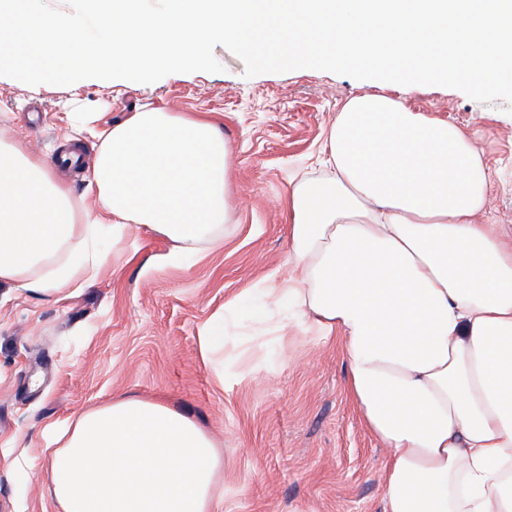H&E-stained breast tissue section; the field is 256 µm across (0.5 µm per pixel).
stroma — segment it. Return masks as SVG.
<instances>
[{
  "label": "stroma",
  "mask_w": 512,
  "mask_h": 512,
  "mask_svg": "<svg viewBox=\"0 0 512 512\" xmlns=\"http://www.w3.org/2000/svg\"><path fill=\"white\" fill-rule=\"evenodd\" d=\"M213 54L222 72L174 73L151 84L30 86L0 76V137L35 158L79 145L80 167L49 169L74 196L87 194L97 155L96 139L74 134L75 112L98 125L147 104L219 118L233 169L224 239L202 258L159 264L168 242L131 232L94 280L60 301L0 287V512H57L44 448L76 414L122 395L163 402L222 444V512H381L387 451L345 392L339 346L303 325L280 334L253 322L244 292L270 273L289 277L290 180L315 167L328 127L363 94L473 135L492 180L478 220L511 230L512 105L314 69L249 77L227 48ZM234 298L225 358L244 376L221 386L199 356L197 330Z\"/></svg>",
  "instance_id": "obj_1"
}]
</instances>
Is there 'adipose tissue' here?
<instances>
[{"label": "adipose tissue", "mask_w": 512, "mask_h": 512, "mask_svg": "<svg viewBox=\"0 0 512 512\" xmlns=\"http://www.w3.org/2000/svg\"><path fill=\"white\" fill-rule=\"evenodd\" d=\"M80 213L48 163L0 141V284L42 300L82 287L130 228L183 265L229 220L231 147L219 119L157 108L94 131ZM325 174L288 198V263L250 288L257 318L335 336L346 392L389 449L382 512H512V235L476 223L489 188L459 128L383 96L351 99L321 150ZM237 300L197 330L218 384ZM46 451L58 512H218L224 452L194 420L121 397L80 414Z\"/></svg>", "instance_id": "adipose-tissue-1"}]
</instances>
